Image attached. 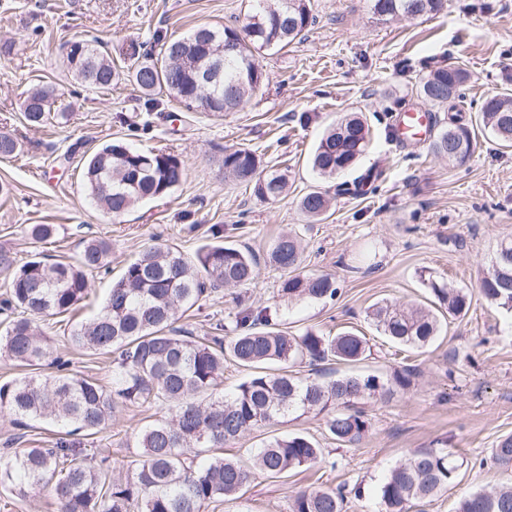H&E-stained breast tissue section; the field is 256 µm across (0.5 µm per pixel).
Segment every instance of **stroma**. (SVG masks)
<instances>
[{
  "label": "stroma",
  "mask_w": 512,
  "mask_h": 512,
  "mask_svg": "<svg viewBox=\"0 0 512 512\" xmlns=\"http://www.w3.org/2000/svg\"><path fill=\"white\" fill-rule=\"evenodd\" d=\"M371 6L372 0H312L315 22L300 39L257 53L267 88L217 117L186 111L165 94L158 110L146 111L145 95L127 78L108 92L83 87L63 63L64 48L78 36L97 38L123 70L131 46L155 51L158 36H180L200 24L241 26L249 0H0V43L13 44L10 54H0V132L21 144L19 155L0 158V185L8 188L0 193V246L22 264L34 257L74 260L90 238L112 243L108 271L89 274V294L78 310L37 322L74 372L111 389V358L73 348L67 336L100 309L113 280L146 247L172 245L192 258L212 242L216 224L225 243L261 257L282 230H292L304 249L305 272L334 276L340 293L326 304L283 301L279 272L264 265L252 286L210 294L191 308L181 323L194 335L227 321L240 305L265 306L293 334L312 328L366 336L365 360L323 364L326 378L353 372L386 378L405 365L416 370L409 389L364 402L371 428L357 446H338L324 415L314 412L291 414L226 443L225 456L245 460L272 437L303 434L325 448L328 459L280 478L257 474L238 499L207 512H290L296 491L343 484L364 488L363 496L347 497L344 512H378L379 485L389 470L439 439L463 462L458 479L412 512H455L471 490L512 484V468L491 460L498 438L512 433V317L475 293L498 242L512 237V147L488 133L481 113L486 99L512 90V0H446L437 15L416 19L380 17ZM446 59L470 75L459 106L475 147L462 166L430 145L393 142L397 113L419 107L421 77ZM42 84L56 89L51 112L62 115L61 124L38 128L22 117L27 93ZM350 112L362 113L371 130L366 152L338 180L316 177L309 164L315 145L329 124ZM112 140L172 149L186 164L185 181L122 220L103 216L82 188L81 158L66 152ZM238 147L255 151L266 169L287 170L286 198L263 201L251 188L225 181L221 159ZM369 171L373 179L358 194L338 196L326 220L312 223L299 211L298 199L310 190L331 191ZM32 224L55 225L54 238L34 242ZM428 277L473 290L471 308L444 324L427 348L397 355L366 310L383 299L426 302ZM169 415L166 403L147 410L120 403L110 426L72 436L70 445L100 450L110 470L127 475L140 453V430ZM58 436L53 423L26 428L0 416V458L18 448L52 446Z\"/></svg>",
  "instance_id": "stroma-1"
}]
</instances>
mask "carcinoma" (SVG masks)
I'll return each mask as SVG.
<instances>
[{
  "mask_svg": "<svg viewBox=\"0 0 512 512\" xmlns=\"http://www.w3.org/2000/svg\"><path fill=\"white\" fill-rule=\"evenodd\" d=\"M442 0H373L380 17H419L435 14ZM257 17L262 26L250 19ZM249 22L241 28L196 26L190 33L162 44L160 53L134 60L128 76L147 96L145 105L160 106L156 90L189 109L220 116L259 92L268 77L256 63L254 51L284 48L314 21L311 0H252ZM224 49L231 36L238 52L224 60V87L204 93L185 74L184 41L197 36ZM64 61L83 86L112 89L121 77L101 42L81 38L70 44ZM468 72L455 63L439 64L423 76L418 93L423 103L450 111L448 127L432 140L437 155L456 165L465 164L474 149V132L455 112ZM55 88L32 89L23 102L26 122L38 126L50 116ZM485 128L502 143L512 144V94L496 95L482 106ZM370 142V131L357 115L330 125L311 157L312 169L332 178L349 169ZM224 178L252 187L263 201L287 195L286 172L265 170L259 156L248 148L226 149L221 160ZM185 177L183 160L166 147L141 150L121 141L94 149L84 166V190L103 214L120 218L146 201L168 197ZM333 205L328 192L312 190L298 207L313 221L321 220ZM111 245L102 238L84 242L76 262L47 263L37 258L16 266L11 249L0 247V271L12 273L11 291L0 304L7 311L20 308L29 314L12 321L0 335V355L27 367L43 362L57 372L43 376L31 372L0 385V414L17 424L26 420L55 422L67 434L100 431L112 421L119 402L131 405L174 404V415L155 421L139 433L140 462L132 476L119 480L105 467L81 457L59 438L51 448H23L0 463V489L21 496L50 489L57 512H205L214 504L235 499L260 472L280 477L308 468L323 459L317 441L292 434L274 437L257 448L251 463L224 456L200 459L188 456L192 448H222L224 443L271 425L296 411L322 413L332 439L342 446L359 444L370 428L359 399H389L411 385L413 369L391 377L346 375L329 381L301 379L290 373L298 360L311 363H352L368 350L366 337L353 332L326 336L314 329L290 334L278 328L268 308L247 306L228 324L217 323L202 338L182 334V315L204 293L221 288H246L259 276L260 263L278 270L280 296L288 301L310 299L329 302L339 288L329 274H305L297 235H278L259 261L254 252L220 241L199 249L195 259L169 245L151 246L129 262L114 282L101 309L79 324L67 342L75 347L113 356L117 382L108 392L94 380L65 371L66 362L37 330L33 318L59 317L76 310L86 297L87 275L108 268ZM427 286L437 300L432 309L382 300L367 309L376 330L400 347L422 349L438 335L441 319L467 314L472 294L434 280ZM478 291L492 307L512 314V238L502 239L495 260L482 272ZM232 332L234 336L226 338ZM231 358L249 370L248 378L228 396L216 394L224 375V360ZM492 459L512 468V434L502 436ZM461 463L445 442L412 451L382 480L380 512H409L412 504L448 491ZM345 487L296 492L292 512H343ZM455 512H512V487L475 490L461 498Z\"/></svg>",
  "mask_w": 512,
  "mask_h": 512,
  "instance_id": "carcinoma-1",
  "label": "carcinoma"
}]
</instances>
